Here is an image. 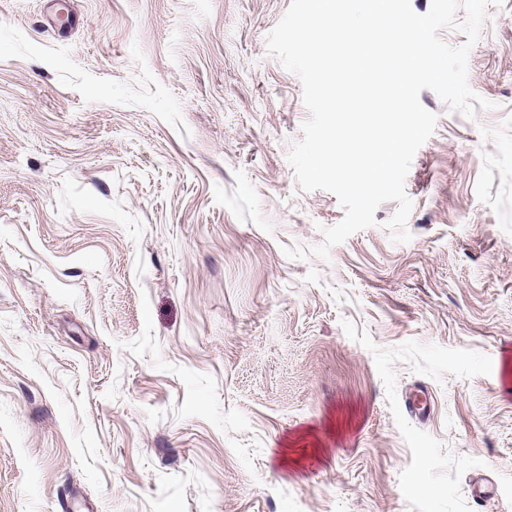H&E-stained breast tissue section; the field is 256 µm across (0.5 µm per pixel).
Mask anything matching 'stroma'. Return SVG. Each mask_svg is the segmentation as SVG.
<instances>
[{
  "instance_id": "1",
  "label": "stroma",
  "mask_w": 512,
  "mask_h": 512,
  "mask_svg": "<svg viewBox=\"0 0 512 512\" xmlns=\"http://www.w3.org/2000/svg\"><path fill=\"white\" fill-rule=\"evenodd\" d=\"M290 2L0 0V512H512V0L326 262Z\"/></svg>"
}]
</instances>
